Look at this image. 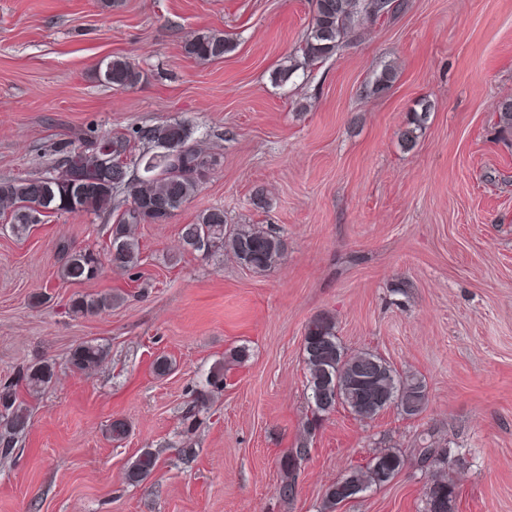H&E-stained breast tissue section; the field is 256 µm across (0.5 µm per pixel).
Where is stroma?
Returning <instances> with one entry per match:
<instances>
[{"instance_id":"35a3bbf8","label":"stroma","mask_w":512,"mask_h":512,"mask_svg":"<svg viewBox=\"0 0 512 512\" xmlns=\"http://www.w3.org/2000/svg\"><path fill=\"white\" fill-rule=\"evenodd\" d=\"M311 17L312 0H0V179L43 175L53 146L83 133L174 121L222 157L169 223L137 226L135 282L57 273L59 241L100 248L107 217L64 214L23 239L0 217V380L36 361L56 372L26 396L30 427L0 459V512H321L331 484L387 447L406 467L337 512H421L411 455L423 436L451 452L459 512H512V141L493 120L512 98V0H405L329 59L275 81ZM208 32L228 34L232 51L190 58L186 43ZM115 57L141 72L136 86L101 81ZM388 66L392 87L372 93ZM423 107L405 147L400 134ZM213 207L279 234L282 263L256 273L184 250L180 226ZM117 292L110 310H70ZM323 312L347 350L421 377L429 401L416 418L391 407L362 422L337 409L284 501L278 462L310 414L303 336ZM90 340L107 359L71 369V349ZM240 347L184 459L181 410ZM160 353L177 362L163 377L150 369ZM115 418L131 425L121 442L106 432ZM144 449L159 467L128 484Z\"/></svg>"}]
</instances>
